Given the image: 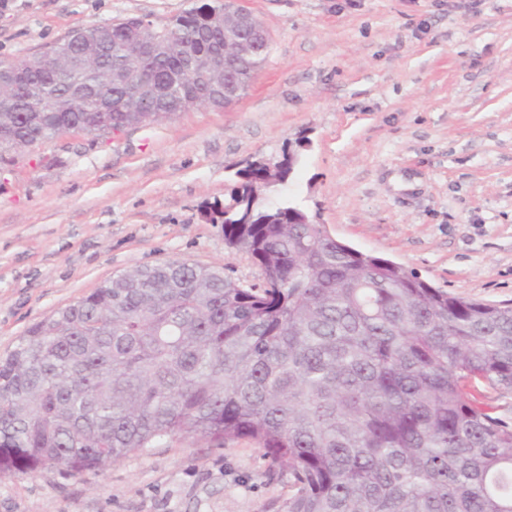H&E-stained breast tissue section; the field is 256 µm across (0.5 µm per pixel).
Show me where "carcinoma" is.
Wrapping results in <instances>:
<instances>
[{
  "label": "carcinoma",
  "mask_w": 512,
  "mask_h": 512,
  "mask_svg": "<svg viewBox=\"0 0 512 512\" xmlns=\"http://www.w3.org/2000/svg\"><path fill=\"white\" fill-rule=\"evenodd\" d=\"M223 6L200 4L155 28L156 121L195 91L177 82L184 54L204 61ZM143 18L103 26L110 54L75 43L55 68L0 86V152L65 131L137 126ZM242 58L239 94L269 56ZM108 106L109 112L98 108ZM295 155L236 173L206 210L263 285L180 261L134 267L32 325L0 358V480L16 472L104 468L168 437L247 438L286 466V512H512V423L468 392L512 396V303L450 295L379 255L336 240L314 215L262 193L288 180Z\"/></svg>",
  "instance_id": "cac0c4a2"
}]
</instances>
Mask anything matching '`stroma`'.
I'll return each mask as SVG.
<instances>
[{"mask_svg": "<svg viewBox=\"0 0 512 512\" xmlns=\"http://www.w3.org/2000/svg\"><path fill=\"white\" fill-rule=\"evenodd\" d=\"M198 0H0V60ZM271 50L221 110L0 155V358L33 324L136 266L261 269L204 210L236 171L296 149L290 199L337 240L484 303L512 301V0H235ZM254 442L164 439L103 469L0 480V512H284Z\"/></svg>", "mask_w": 512, "mask_h": 512, "instance_id": "35a3bbf8", "label": "stroma"}]
</instances>
